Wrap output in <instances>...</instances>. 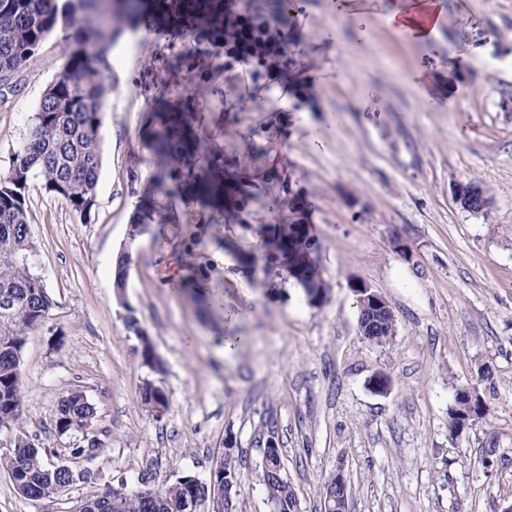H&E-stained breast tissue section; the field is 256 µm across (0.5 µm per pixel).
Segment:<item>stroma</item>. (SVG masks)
Returning a JSON list of instances; mask_svg holds the SVG:
<instances>
[{
  "instance_id": "obj_1",
  "label": "stroma",
  "mask_w": 512,
  "mask_h": 512,
  "mask_svg": "<svg viewBox=\"0 0 512 512\" xmlns=\"http://www.w3.org/2000/svg\"><path fill=\"white\" fill-rule=\"evenodd\" d=\"M404 2L297 0L273 73L201 34L124 30L104 72L92 211L28 183L34 270L54 306L23 348L21 428L0 431V457L20 433L81 478L32 501L0 468V512H73L122 481H205L227 456L243 512H271L258 478L271 437L299 512H320L338 474L347 512L512 505V0H439L446 22L421 42L386 24ZM68 56L64 33L51 34L21 91L0 95V172ZM184 105L237 169L242 212L217 213L172 179L156 188L152 115ZM471 181L491 200L480 214L454 197ZM291 197L318 243L326 291L316 304L264 259ZM150 204L174 222L128 243L134 213ZM126 244L120 298L112 266ZM356 283L395 316L384 343L360 333ZM199 293L222 301L206 323ZM131 315L140 332L128 330ZM229 335L239 342L227 357ZM146 340L162 371L144 364ZM378 373L387 393L369 385ZM149 384L167 399L163 415L142 400ZM461 387L478 391L486 415L454 438ZM73 390L95 417L63 434L58 403ZM78 445L84 454L71 456Z\"/></svg>"
}]
</instances>
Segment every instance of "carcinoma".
I'll list each match as a JSON object with an SVG mask.
<instances>
[{"instance_id":"cac0c4a2","label":"carcinoma","mask_w":512,"mask_h":512,"mask_svg":"<svg viewBox=\"0 0 512 512\" xmlns=\"http://www.w3.org/2000/svg\"><path fill=\"white\" fill-rule=\"evenodd\" d=\"M151 19L161 35H188L199 28L213 39L236 37L224 0H0V83L19 77L41 42L61 31L69 40V58L62 77L47 87L28 138L0 173V430L20 428L22 390L20 356L29 332L49 314L53 300L39 287L40 276L29 266L33 242L25 192L32 178H40L46 192L64 199L80 215L94 206L100 172L99 130L109 94L99 65L122 28ZM161 131L158 154L175 169L189 192L201 191L224 209V156L207 157L204 140L193 126L189 109L156 114ZM93 405L83 395L61 397L57 423L71 430L92 422ZM25 497H51L69 486L74 475L46 465L43 450L18 437L11 454L0 458ZM186 475L147 497L121 484L99 497L98 512H187L186 496L197 486ZM275 512H298V498L276 448L264 452L260 474ZM348 490L325 488L321 512L344 506Z\"/></svg>"}]
</instances>
